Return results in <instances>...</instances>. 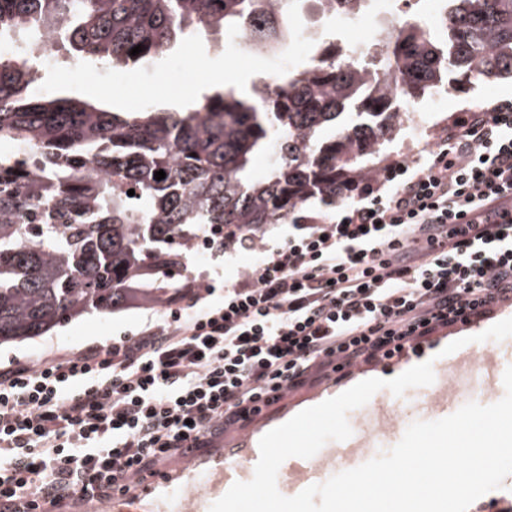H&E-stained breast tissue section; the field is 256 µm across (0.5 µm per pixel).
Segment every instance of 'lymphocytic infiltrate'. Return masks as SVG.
Masks as SVG:
<instances>
[{
	"mask_svg": "<svg viewBox=\"0 0 512 512\" xmlns=\"http://www.w3.org/2000/svg\"><path fill=\"white\" fill-rule=\"evenodd\" d=\"M512 100L459 112L333 219L135 336L0 364V512L135 493L291 392L512 302Z\"/></svg>",
	"mask_w": 512,
	"mask_h": 512,
	"instance_id": "1",
	"label": "lymphocytic infiltrate"
}]
</instances>
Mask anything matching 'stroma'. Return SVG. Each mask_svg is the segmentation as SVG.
Segmentation results:
<instances>
[{"label": "stroma", "mask_w": 512, "mask_h": 512, "mask_svg": "<svg viewBox=\"0 0 512 512\" xmlns=\"http://www.w3.org/2000/svg\"><path fill=\"white\" fill-rule=\"evenodd\" d=\"M512 99V79L503 78L488 81L455 80L443 109H435L433 95H425L411 102L409 112L403 113L399 128L382 147L384 162L400 159L409 146L422 144L434 138L444 123L449 122L456 112L474 107L487 108L497 102ZM348 201L324 203L318 200L308 203L304 208L289 216L287 222L267 225L257 237L258 243L276 246L288 238L289 225L299 223L308 216L332 217L347 209ZM259 258L258 252L235 249L218 257L211 255L190 254L187 276L197 286L223 288L225 284L236 279L237 275L251 267ZM160 313L159 308L133 304L125 310L110 315H89L64 324L47 335L35 339L0 347V360L11 359L33 361L51 352L79 350L86 346L104 343L111 338L134 335L146 322L154 320ZM512 317V305L503 306L492 317L480 319L468 325H456L437 330L428 339L422 341L415 352L409 353L393 364L385 362L360 363L354 366L350 375L335 374L331 379L302 388L288 396L267 416L256 419L243 431L225 435L223 441L215 447L206 448L197 453L189 463L170 467L162 482L156 483L147 492L141 493V501L153 500L164 502L183 492L187 487H194L198 498L203 501L197 512H209L213 503L205 480L216 474L223 466L239 467L249 465V452L246 442H259L261 437L271 429L287 422L303 409L315 406L326 399L337 396L353 385L369 379H390L410 367L434 360L436 366H444L446 361H457L459 356L472 352V345H465L458 353L442 358L441 350L449 343L470 335L485 331L493 323Z\"/></svg>", "instance_id": "obj_1"}]
</instances>
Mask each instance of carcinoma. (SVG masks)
<instances>
[{
	"mask_svg": "<svg viewBox=\"0 0 512 512\" xmlns=\"http://www.w3.org/2000/svg\"><path fill=\"white\" fill-rule=\"evenodd\" d=\"M290 0H0V32L58 28L78 59L137 64L187 36L244 30L275 50ZM143 52L130 55L135 46ZM36 59L0 54V346L186 286L188 244L223 227L253 236L308 202L347 198L376 171L398 109L451 75H512V0H452L445 34L413 21L273 85L202 95L184 111L110 112L36 95ZM396 111H388V107ZM269 158L254 174L259 154ZM162 170L160 181L154 173ZM134 190V195L127 194Z\"/></svg>",
	"mask_w": 512,
	"mask_h": 512,
	"instance_id": "obj_1",
	"label": "carcinoma"
}]
</instances>
